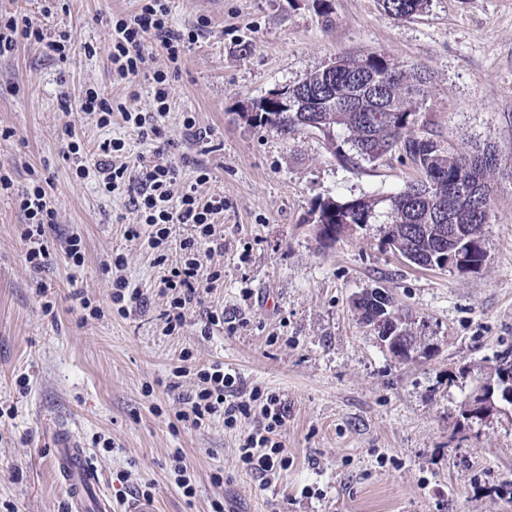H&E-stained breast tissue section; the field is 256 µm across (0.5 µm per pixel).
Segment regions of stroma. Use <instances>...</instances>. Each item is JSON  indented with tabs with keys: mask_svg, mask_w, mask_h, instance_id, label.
<instances>
[{
	"mask_svg": "<svg viewBox=\"0 0 512 512\" xmlns=\"http://www.w3.org/2000/svg\"><path fill=\"white\" fill-rule=\"evenodd\" d=\"M177 29L207 25L187 44L173 80L163 163L178 185L207 168L201 194L225 201L218 222L223 252L199 260L224 271L205 293L224 307L234 329L201 333V314L165 335L162 272L146 238L130 239L136 213L128 195L81 182L63 154L60 129L73 125L86 147L124 139L132 153L149 144L113 114L111 126L64 107L57 95L94 86L121 97L104 53L113 17L135 13L139 0H0L48 33L72 35L66 61L44 45L19 44L0 57V165L16 186L33 174L51 181L57 240L85 245L81 267L64 252L34 271L25 261L24 216L0 196V512H68L51 465L52 433L66 427L88 449L117 506L134 493L120 473L154 486L158 512H512V406L482 421L462 410L485 382L497 351L512 345V0H430L411 19L387 16L379 0H169ZM97 55L84 52L85 44ZM385 53L395 63L423 64L431 79L419 118L441 145L470 153L494 147L503 163L493 181L485 227L488 261L476 274L423 270L383 244L384 227L363 224L336 241L310 220L317 200L385 197L416 177L399 151L361 159L341 138L315 128L283 134L257 124L254 104L302 81L341 53ZM210 128L193 142L184 113ZM150 295L144 311L113 313L107 264ZM45 295H37V283ZM387 289L422 336L425 357L400 362L351 307L367 288ZM89 299L101 310L87 317ZM52 311H45L44 302ZM189 368L215 361L245 387L275 393L288 408L282 441L291 464L271 484L243 471L236 448L250 423L222 420L198 431L173 430L179 395L191 377L174 378L182 351ZM112 449H105L104 440ZM194 469L196 493L183 496L169 472L172 449Z\"/></svg>",
	"mask_w": 512,
	"mask_h": 512,
	"instance_id": "1",
	"label": "stroma"
}]
</instances>
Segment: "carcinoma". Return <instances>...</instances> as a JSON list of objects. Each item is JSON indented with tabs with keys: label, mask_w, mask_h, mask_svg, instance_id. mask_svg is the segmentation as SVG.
Returning <instances> with one entry per match:
<instances>
[{
	"label": "carcinoma",
	"mask_w": 512,
	"mask_h": 512,
	"mask_svg": "<svg viewBox=\"0 0 512 512\" xmlns=\"http://www.w3.org/2000/svg\"><path fill=\"white\" fill-rule=\"evenodd\" d=\"M386 15L410 19L424 12L428 0H381ZM288 89L284 112L263 98L252 114L256 123L280 132L313 127L331 133L339 127L363 158L379 159L393 149L405 153L418 173L400 192L385 198H364L356 208L350 201L327 199L311 209L320 234L334 241L342 227L385 225L383 243L409 262L426 269L444 268L446 253H462L465 265L457 271L477 273L487 261L484 228L492 211L490 177L501 160L486 147L472 154L444 150L432 137L415 131L416 104L425 96L428 73L424 66L400 67L385 54L340 55ZM408 343L423 345L405 315L393 309ZM512 372V345L494 355L493 372L482 388Z\"/></svg>",
	"instance_id": "cac0c4a2"
}]
</instances>
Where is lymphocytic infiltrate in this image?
I'll list each match as a JSON object with an SVG mask.
<instances>
[{
	"label": "lymphocytic infiltrate",
	"mask_w": 512,
	"mask_h": 512,
	"mask_svg": "<svg viewBox=\"0 0 512 512\" xmlns=\"http://www.w3.org/2000/svg\"><path fill=\"white\" fill-rule=\"evenodd\" d=\"M168 16L167 0H142L134 15L113 20L111 39L105 49L113 80L129 84L145 70V38L153 36L155 45L169 62L168 69L155 70L151 76L155 111H134L126 102L108 99L93 87L83 89L78 100L81 112L95 118L102 129L111 125L113 113H120L139 141L152 145V152L138 154L135 163L129 164L122 160L128 152L125 141L106 137L98 141L96 159L91 162L75 140L72 127H64L60 138L63 153L71 160L77 178L92 176L107 193L129 194L139 221L127 225L125 234L130 238L147 235L150 247L156 252V263L164 267L157 293L166 300L163 330L170 335L184 329L194 309L202 307L204 291L217 287L224 278L223 270L204 268L198 260V251L203 245H210L217 251L224 248V236L217 224L224 211V198L200 194V185L209 180L207 171H200L194 183L179 189L175 186L178 176L175 167L159 161L168 147L162 138L160 121L169 111L171 82L179 71L185 45L197 40L202 30L198 24L172 28ZM24 40L46 43L62 57L71 36L63 31L58 39L47 38L43 28L29 16L1 11L0 56L11 54L18 42ZM5 192L15 193L25 217L22 233L25 259L32 268L41 269L53 259L47 231L55 222L56 209L48 184L36 179L22 190H15L11 177L1 168L0 193ZM178 224L189 225L192 234L181 240L180 261L170 267L166 264L164 249L173 227ZM237 381V375L226 371L220 362L200 369L194 375L193 390L179 395L181 407L175 418L181 427L191 429L207 427L217 419L223 420L229 429L243 420H252L254 427L243 438L237 454L245 471L267 483L288 466V455L278 438L287 409L277 395L262 394L257 388L244 391Z\"/></svg>",
	"instance_id": "lymphocytic-infiltrate-1"
}]
</instances>
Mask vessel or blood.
I'll use <instances>...</instances> for the list:
<instances>
[{
  "mask_svg": "<svg viewBox=\"0 0 512 512\" xmlns=\"http://www.w3.org/2000/svg\"><path fill=\"white\" fill-rule=\"evenodd\" d=\"M53 466L65 486L70 512H112L101 474L72 431H55Z\"/></svg>",
  "mask_w": 512,
  "mask_h": 512,
  "instance_id": "vessel-or-blood-1",
  "label": "vessel or blood"
}]
</instances>
